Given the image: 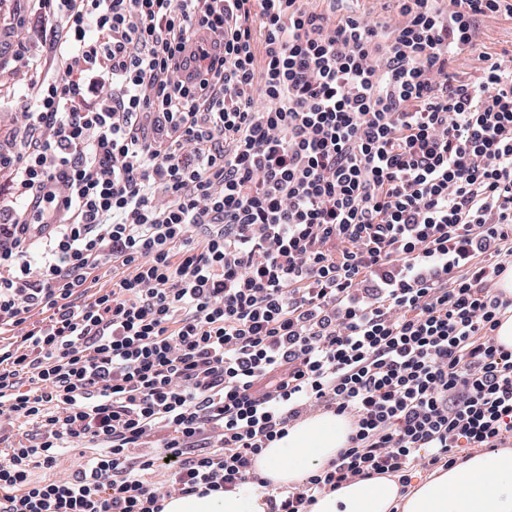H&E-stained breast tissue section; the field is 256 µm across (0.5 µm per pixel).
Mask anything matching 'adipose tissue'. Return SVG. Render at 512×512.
Segmentation results:
<instances>
[{"label":"adipose tissue","instance_id":"ef3b65f1","mask_svg":"<svg viewBox=\"0 0 512 512\" xmlns=\"http://www.w3.org/2000/svg\"><path fill=\"white\" fill-rule=\"evenodd\" d=\"M347 433V422L334 415L310 418L257 457L259 482L176 496L166 500L163 512H268L269 488L300 485L311 470L335 458ZM311 512H512V448L460 458L406 493L393 477L353 481L319 497Z\"/></svg>","mask_w":512,"mask_h":512}]
</instances>
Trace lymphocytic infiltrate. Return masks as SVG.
Here are the masks:
<instances>
[{
    "instance_id": "f902f5d3",
    "label": "lymphocytic infiltrate",
    "mask_w": 512,
    "mask_h": 512,
    "mask_svg": "<svg viewBox=\"0 0 512 512\" xmlns=\"http://www.w3.org/2000/svg\"><path fill=\"white\" fill-rule=\"evenodd\" d=\"M395 2L27 0L0 512H163L323 414L345 448L269 512L512 447V0ZM479 42L483 51L512 55V20L507 17L486 20L481 27Z\"/></svg>"
}]
</instances>
